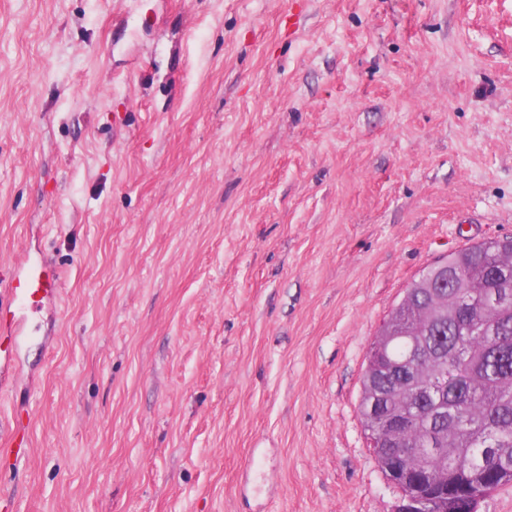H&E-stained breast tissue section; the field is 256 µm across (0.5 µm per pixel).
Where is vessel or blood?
<instances>
[{
	"mask_svg": "<svg viewBox=\"0 0 512 512\" xmlns=\"http://www.w3.org/2000/svg\"><path fill=\"white\" fill-rule=\"evenodd\" d=\"M58 292V280L47 267H34L21 262L7 281H0V301H8L11 318L0 330L6 335L23 339L28 333V313L45 298ZM30 450L28 419L14 414L8 433L0 437V460L24 459Z\"/></svg>",
	"mask_w": 512,
	"mask_h": 512,
	"instance_id": "b4317fda",
	"label": "vessel or blood"
}]
</instances>
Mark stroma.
<instances>
[{
  "mask_svg": "<svg viewBox=\"0 0 512 512\" xmlns=\"http://www.w3.org/2000/svg\"><path fill=\"white\" fill-rule=\"evenodd\" d=\"M512 238V0H0L17 512H393L358 412L408 284ZM58 292V280L48 272V268L41 263L35 268L25 259L15 267L9 281H0V308L3 300L7 298L8 310L12 318L5 322L3 331L7 336H15L19 342L28 333V313L39 302ZM12 309V310H11ZM0 447V460H21L28 455L30 437L26 416L14 413L8 433L1 437Z\"/></svg>",
  "mask_w": 512,
  "mask_h": 512,
  "instance_id": "35a3bbf8",
  "label": "stroma"
}]
</instances>
